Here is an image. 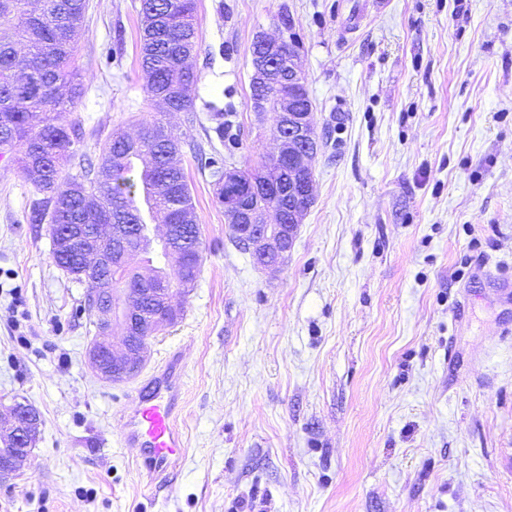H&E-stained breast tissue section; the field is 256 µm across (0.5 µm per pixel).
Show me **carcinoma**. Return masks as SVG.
<instances>
[{
  "mask_svg": "<svg viewBox=\"0 0 512 512\" xmlns=\"http://www.w3.org/2000/svg\"><path fill=\"white\" fill-rule=\"evenodd\" d=\"M30 0H0V152L18 154L19 169L43 198L34 209L33 221L47 217L56 223L55 212L63 207L66 223H84L86 198L111 217L113 224L134 223L130 251L140 246L146 218L160 216L171 224L181 213L190 219L185 231L190 243H200L194 206L181 165L182 144L165 124L155 120L134 136L117 131L102 146L103 163L96 167L80 159L79 170L64 176L61 167L77 156L83 137L82 122L69 118L85 93L74 35L84 21L87 0H42L38 10ZM197 0H140V65L147 75V93L168 112L194 114V88L198 75L188 59L200 47L195 17ZM38 73L39 84L28 83L29 71ZM68 87V97L58 95ZM215 132L226 154L216 151L205 165L216 178V198L224 204L226 157L239 145L236 137H224V112L213 106ZM284 173L266 168L255 174L258 204L272 214L288 212V195L263 192L267 180H283ZM55 263L72 280L83 282L82 264L73 252L52 250ZM200 267L175 266L174 276L163 282H147L172 298L194 287Z\"/></svg>",
  "mask_w": 512,
  "mask_h": 512,
  "instance_id": "1",
  "label": "carcinoma"
}]
</instances>
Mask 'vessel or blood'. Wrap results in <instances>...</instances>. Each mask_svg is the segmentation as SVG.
Returning a JSON list of instances; mask_svg holds the SVG:
<instances>
[{
    "label": "vessel or blood",
    "mask_w": 512,
    "mask_h": 512,
    "mask_svg": "<svg viewBox=\"0 0 512 512\" xmlns=\"http://www.w3.org/2000/svg\"><path fill=\"white\" fill-rule=\"evenodd\" d=\"M179 357L171 355L164 369L150 382L146 395L129 417L122 442L137 448L144 467L153 479H168L184 444L175 427L176 409L182 390Z\"/></svg>",
    "instance_id": "vessel-or-blood-1"
}]
</instances>
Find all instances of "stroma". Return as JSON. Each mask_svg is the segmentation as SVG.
<instances>
[{"mask_svg":"<svg viewBox=\"0 0 512 512\" xmlns=\"http://www.w3.org/2000/svg\"><path fill=\"white\" fill-rule=\"evenodd\" d=\"M139 0H89L76 40L80 153L162 118L244 168L276 144L251 110V48L290 15L321 148L313 203L269 271L232 240L207 170L183 165L197 282L133 380L88 366L87 284L61 270L40 195L0 158V402L40 433L0 512H512V0H199L194 116L160 112ZM118 62L105 66L104 46ZM184 373L171 485L121 442L170 352Z\"/></svg>","mask_w":512,"mask_h":512,"instance_id":"1","label":"stroma"}]
</instances>
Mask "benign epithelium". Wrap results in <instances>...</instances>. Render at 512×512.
Wrapping results in <instances>:
<instances>
[{
  "mask_svg": "<svg viewBox=\"0 0 512 512\" xmlns=\"http://www.w3.org/2000/svg\"><path fill=\"white\" fill-rule=\"evenodd\" d=\"M293 29L281 30L277 39L259 33L254 39L256 54L252 55L251 82L258 95L250 98L251 108L259 112L266 107V96L271 88L288 86V93L280 99L278 113V146L270 160H262L279 168L288 169V230L282 231L266 220V213L250 202L252 177L243 170L224 171V216L231 235L239 247L250 252L258 265L276 270L284 263L293 247L298 224L312 203L311 171L315 156L317 134L311 123V111H297V101L308 93L304 73L296 57L286 62L288 71L275 67V60L283 54L285 44L291 43ZM113 228L104 224H68L62 245L76 248L87 265L86 281L90 286L87 310L95 320L105 325L89 343L88 361L94 375L106 382H119L135 377L143 366L144 349L154 333L169 325L168 319L177 315L180 306L172 298L165 299L167 317L162 318L141 306L142 293L136 288H113L105 269L126 266L129 253L107 257L104 242ZM119 327L121 335H112ZM41 420L38 412L25 400L15 399L0 410V478L16 473L28 458L39 433Z\"/></svg>",
  "mask_w": 512,
  "mask_h": 512,
  "instance_id": "1",
  "label": "benign epithelium"
}]
</instances>
